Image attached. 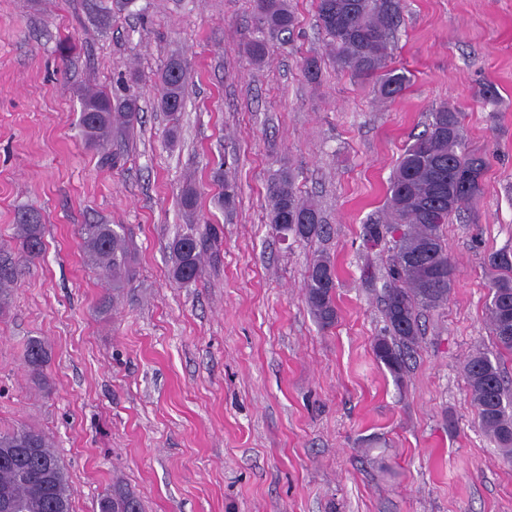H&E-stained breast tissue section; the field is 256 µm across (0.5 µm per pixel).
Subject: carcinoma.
Wrapping results in <instances>:
<instances>
[{
  "instance_id": "cac0c4a2",
  "label": "carcinoma",
  "mask_w": 512,
  "mask_h": 512,
  "mask_svg": "<svg viewBox=\"0 0 512 512\" xmlns=\"http://www.w3.org/2000/svg\"><path fill=\"white\" fill-rule=\"evenodd\" d=\"M259 36L247 45V58L257 64L269 45L288 43L296 25L290 0H256ZM400 14V0H316L319 27L332 45L337 67L359 79H373L386 100L399 97L409 85L403 72L389 67L390 38ZM186 70L181 58H169L161 74L159 107L175 117L185 108ZM140 108L135 98L112 96L96 89L81 95L79 126L85 142L100 146L130 128ZM486 154L465 146L461 115L443 103L432 109L425 131L408 144L387 187V211L363 225L365 242L378 247L387 237L399 234L389 252L383 288L386 334L373 347L375 357L395 377L402 376L408 352L418 343L419 317L423 310L444 305L452 287L454 268L443 238L448 218L465 204H475L482 193ZM269 221L272 228L311 240L327 233L317 205L299 196L294 176L288 170L273 173L269 180ZM84 263L119 288L130 276L132 254L122 230L110 224L79 227ZM16 239L27 261L42 257L44 226L29 210L20 214ZM207 240L193 225L186 226L169 245L172 276L184 286L203 275L202 255ZM497 272L491 280L490 325L500 350L512 353V333L505 320L512 313V253L499 251L489 256ZM336 266L325 255L309 264L303 284L306 302L319 324L330 326L336 319L334 303ZM23 361L38 375L49 361L45 343L28 342ZM463 373L483 430L499 444L512 461V394L500 365L484 352L466 360ZM18 448H32L38 460L52 469L45 481L42 465L23 475L4 459ZM5 490L18 512H72L68 477L48 437L39 429L20 426L0 433V491ZM99 512H143L141 500L117 490L103 495Z\"/></svg>"
}]
</instances>
